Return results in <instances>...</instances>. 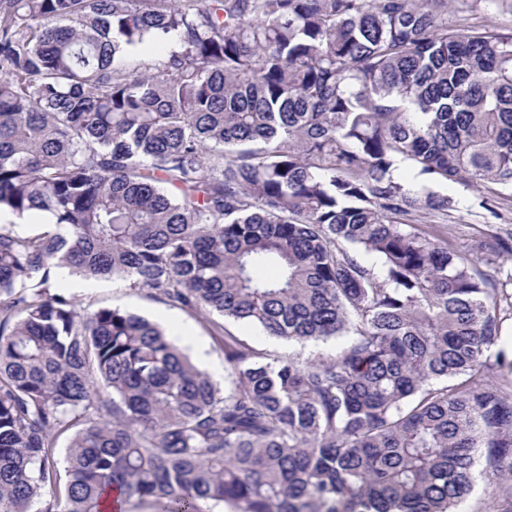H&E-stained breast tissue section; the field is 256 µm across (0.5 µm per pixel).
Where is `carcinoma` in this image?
<instances>
[{
    "label": "carcinoma",
    "mask_w": 512,
    "mask_h": 512,
    "mask_svg": "<svg viewBox=\"0 0 512 512\" xmlns=\"http://www.w3.org/2000/svg\"><path fill=\"white\" fill-rule=\"evenodd\" d=\"M448 4L0 0V210L54 219L0 225V512H457L478 448L512 501V231L461 255L412 223L453 200L398 176L512 188V29ZM61 269L348 341L231 337L222 387Z\"/></svg>",
    "instance_id": "cac0c4a2"
}]
</instances>
